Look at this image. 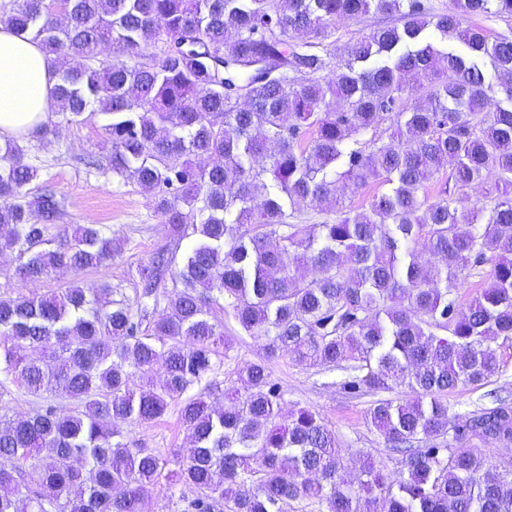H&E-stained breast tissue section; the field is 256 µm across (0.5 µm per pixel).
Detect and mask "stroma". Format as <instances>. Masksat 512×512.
Masks as SVG:
<instances>
[{
	"instance_id": "35a3bbf8",
	"label": "stroma",
	"mask_w": 512,
	"mask_h": 512,
	"mask_svg": "<svg viewBox=\"0 0 512 512\" xmlns=\"http://www.w3.org/2000/svg\"><path fill=\"white\" fill-rule=\"evenodd\" d=\"M106 122L104 115H90L82 122L62 125L59 134H32L21 144L39 170L34 189L50 187L64 204L60 223L108 225L121 244L120 252L104 267L81 274V285L91 289L106 281L114 290V298L132 300L140 289L138 267L156 251L169 247L170 238L151 194L113 174L112 149L103 130ZM14 266L11 258L0 259V293L47 294L72 279L71 274L60 273L39 282H26L14 275ZM213 314L223 320L224 333L231 339L223 363L204 379L213 401L218 403L226 390L236 385L239 373L262 357L264 342L241 330L230 312L217 308ZM499 353L503 365L487 384L461 386L448 394V408L458 420L490 406L492 395L512 397V341L502 343ZM268 367L284 411L313 410L335 433L347 476H356L369 461L387 472L398 469V456L389 452L385 437L368 419L372 396L344 389V372L298 362L285 351L272 358ZM120 429L130 441L158 449L167 457L189 445L188 432L174 407L161 421L136 427L124 423Z\"/></svg>"
}]
</instances>
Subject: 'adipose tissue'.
<instances>
[{"instance_id": "ef3b65f1", "label": "adipose tissue", "mask_w": 512, "mask_h": 512, "mask_svg": "<svg viewBox=\"0 0 512 512\" xmlns=\"http://www.w3.org/2000/svg\"><path fill=\"white\" fill-rule=\"evenodd\" d=\"M58 66L29 35L0 25V142L46 123Z\"/></svg>"}]
</instances>
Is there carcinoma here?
Listing matches in <instances>:
<instances>
[{
  "label": "carcinoma",
  "instance_id": "1",
  "mask_svg": "<svg viewBox=\"0 0 512 512\" xmlns=\"http://www.w3.org/2000/svg\"><path fill=\"white\" fill-rule=\"evenodd\" d=\"M64 2L59 16L48 0H18L0 23L72 61L56 76V112L67 124L107 116L112 172L153 192L171 241L189 243L177 271L162 250L138 268L133 303L75 280L0 294V397L11 384L43 397L0 421V512H21L22 498L30 512H145L162 477L194 490L187 512H282L296 499L323 512H512V469L453 446L511 448L512 399L492 395L463 425L446 400L487 383L502 364L495 344L512 339V38L471 23L512 17V0H452L444 12L423 0ZM370 14L396 23L349 42L336 64L312 50L336 22ZM451 40L466 51L439 45ZM495 84L504 99L488 112ZM37 177L17 141L0 144V255L16 254L20 279L112 259L109 227L55 224L53 193L28 199ZM372 183L386 190L346 211V191ZM477 183L493 200L458 210ZM314 205L340 216L294 223ZM421 241L438 263L419 261ZM486 264L489 287L461 306L462 275ZM168 273L180 289L144 329L142 300L159 301ZM221 300L266 354L216 409L187 392L228 345L210 311ZM284 350L348 372L355 393L414 394L369 409L402 455L398 477L368 468L346 479L322 418L282 415L267 361ZM173 405L192 445L170 460L114 427Z\"/></svg>",
  "mask_w": 512,
  "mask_h": 512
}]
</instances>
